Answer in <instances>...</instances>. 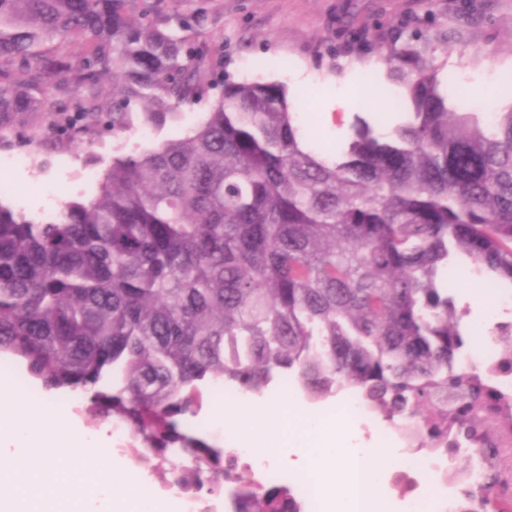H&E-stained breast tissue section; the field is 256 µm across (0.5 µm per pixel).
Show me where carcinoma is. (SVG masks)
<instances>
[{
	"label": "carcinoma",
	"mask_w": 512,
	"mask_h": 512,
	"mask_svg": "<svg viewBox=\"0 0 512 512\" xmlns=\"http://www.w3.org/2000/svg\"><path fill=\"white\" fill-rule=\"evenodd\" d=\"M206 55L135 0H0V128L54 112L66 149L101 124L161 128L208 93ZM381 60L403 89L398 120L355 114L333 154L312 146L284 84L227 79L188 134L112 157L91 200L47 222L0 203V354L124 425L129 458L188 461L175 483L199 494L239 481L186 424L216 384L261 394L289 377L315 400L353 389L421 430V449L454 429L512 448V404L458 363L467 310L445 279L465 257L512 287V104L461 109L411 43ZM49 71L79 92L70 108L44 95ZM104 74L117 96L105 114ZM496 336L512 372V323ZM511 487L496 472L460 510L512 512ZM235 504L302 512L276 484H242Z\"/></svg>",
	"instance_id": "1"
}]
</instances>
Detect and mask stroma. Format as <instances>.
Segmentation results:
<instances>
[{
	"label": "stroma",
	"instance_id": "1",
	"mask_svg": "<svg viewBox=\"0 0 512 512\" xmlns=\"http://www.w3.org/2000/svg\"><path fill=\"white\" fill-rule=\"evenodd\" d=\"M170 30L188 45L209 49L203 67L214 84L208 95L185 108L163 129L141 138L138 130L89 136L60 150L50 114L22 117L0 132V183L11 191L0 203L30 216L46 213L45 191L58 202L88 198L85 170L103 173L119 146L148 148L182 136L210 111L223 78L284 83L298 113L318 139L335 147L354 113L395 122L392 101L402 90L387 77L381 48L418 43L427 57L453 69L460 87L478 104L512 102V0H158ZM203 23H193L194 15ZM449 288L466 307V338L479 337L493 322H512L500 299L511 292L479 274L462 258ZM338 397L313 401L299 387L271 385L252 405H276L295 417L321 415Z\"/></svg>",
	"mask_w": 512,
	"mask_h": 512
}]
</instances>
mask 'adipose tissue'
<instances>
[{"instance_id": "obj_1", "label": "adipose tissue", "mask_w": 512, "mask_h": 512, "mask_svg": "<svg viewBox=\"0 0 512 512\" xmlns=\"http://www.w3.org/2000/svg\"><path fill=\"white\" fill-rule=\"evenodd\" d=\"M380 451L347 445L335 420L325 419L305 459L319 478L324 512H379L371 479L379 474Z\"/></svg>"}]
</instances>
